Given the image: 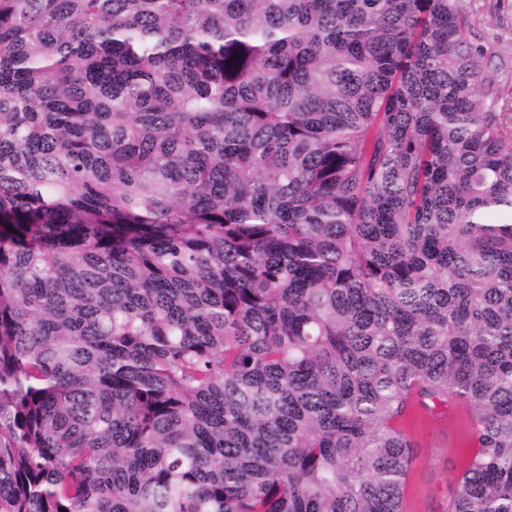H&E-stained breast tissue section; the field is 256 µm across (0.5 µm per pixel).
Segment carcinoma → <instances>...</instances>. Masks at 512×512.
I'll use <instances>...</instances> for the list:
<instances>
[{
	"label": "carcinoma",
	"mask_w": 512,
	"mask_h": 512,
	"mask_svg": "<svg viewBox=\"0 0 512 512\" xmlns=\"http://www.w3.org/2000/svg\"><path fill=\"white\" fill-rule=\"evenodd\" d=\"M462 0H0V512H512V113ZM471 413L458 403L428 411L414 405L404 419L413 460L404 512H448V499L465 459Z\"/></svg>",
	"instance_id": "cac0c4a2"
}]
</instances>
